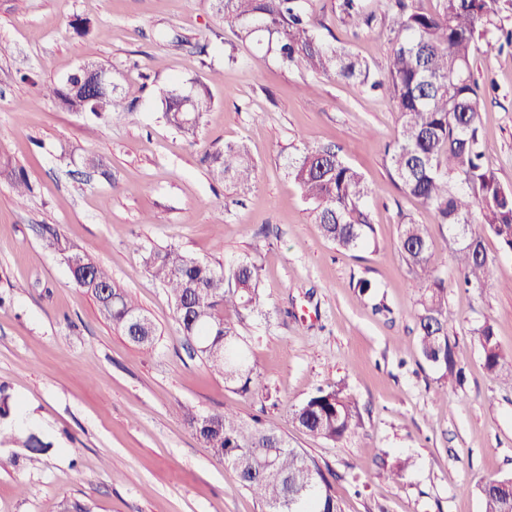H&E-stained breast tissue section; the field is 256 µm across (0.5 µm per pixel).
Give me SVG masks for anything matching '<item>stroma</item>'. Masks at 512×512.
<instances>
[{
	"instance_id": "35a3bbf8",
	"label": "stroma",
	"mask_w": 512,
	"mask_h": 512,
	"mask_svg": "<svg viewBox=\"0 0 512 512\" xmlns=\"http://www.w3.org/2000/svg\"><path fill=\"white\" fill-rule=\"evenodd\" d=\"M360 30L338 0H304L317 35L386 70L383 0ZM88 21L77 35L75 20ZM0 386L24 430L49 442L29 455L0 440V512H260L235 473L214 459L175 412L232 408L257 417L319 463L342 512H482L477 483L512 478V377L483 367L474 331L491 323L512 362V253L485 236L497 281L457 287L455 234L393 184L385 145L397 129L388 94L281 66L254 65L207 0H0ZM235 49L236 64L224 62ZM111 69L118 111L109 120L67 112L41 87L84 63ZM262 70L254 79L253 67ZM31 81H22V74ZM480 132L489 165L512 187V49L496 32L478 44ZM196 85L212 106L190 141L166 124L156 89ZM248 146L251 190L211 180L206 153ZM333 143L373 190L375 246L346 251L312 223L290 155ZM93 152L108 175L86 172ZM24 174L32 192L15 199ZM426 226L445 278L448 336L458 377L422 356L416 330L419 270L399 248L400 226ZM56 226L108 267L158 327L153 349L133 344L42 246ZM170 244L212 263L257 257L271 316L243 325L258 392L234 393L183 337L168 293L148 274L146 250ZM372 284L360 293L359 280ZM339 386L359 406L354 433L333 443L302 433L291 409ZM412 458L403 479L388 469Z\"/></svg>"
}]
</instances>
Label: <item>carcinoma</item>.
<instances>
[{"instance_id":"1","label":"carcinoma","mask_w":512,"mask_h":512,"mask_svg":"<svg viewBox=\"0 0 512 512\" xmlns=\"http://www.w3.org/2000/svg\"><path fill=\"white\" fill-rule=\"evenodd\" d=\"M207 2L241 43L267 44L286 69L303 68L387 91L398 121L396 136L386 147L396 186L431 209L438 224L452 230L460 224L481 227L468 232L455 250L459 286L483 288L495 280L483 235L495 237L503 250L512 252V188L500 184L486 159L474 55L494 24L497 0H437L433 12L417 6L416 0H385L393 46L382 75L366 59L320 40L315 33L319 20L303 9L302 0ZM338 9L342 20L354 27H369L375 18L364 0H338ZM45 91L69 112L101 117L118 111L109 96L89 102L65 80L47 85ZM158 98L166 123L195 139L203 114L211 108L210 97L195 91L188 98L164 87ZM207 159L209 174L217 182L247 189L255 181L257 165L244 145L227 144ZM287 170L328 242L345 250L370 243L374 229L366 200L372 190L358 169L326 146L288 158ZM41 238L48 250L74 261L73 282L94 296L106 320L134 344L154 347V321L112 280L108 269L51 226L43 227ZM400 249L407 263L424 275L417 299L422 356L443 375H451L456 343L447 331V289L436 274L437 261L424 225H402ZM143 260L167 290L184 339L197 347L209 370L222 376L234 392L252 393L259 375L239 326L246 315H268L257 260L246 257L218 268L177 245L152 249ZM474 335L484 368L503 373L505 355L493 326L485 322ZM179 412L211 456L235 472L261 512L289 500L296 502L298 512H341L322 468L281 433L257 419L245 421L228 407L211 414L218 428L210 432L198 430L201 416L191 408L181 405ZM292 420L308 436L338 442L360 425L361 415L357 402L342 389L320 388L293 409ZM478 489L484 512H512V485L489 481Z\"/></svg>"}]
</instances>
